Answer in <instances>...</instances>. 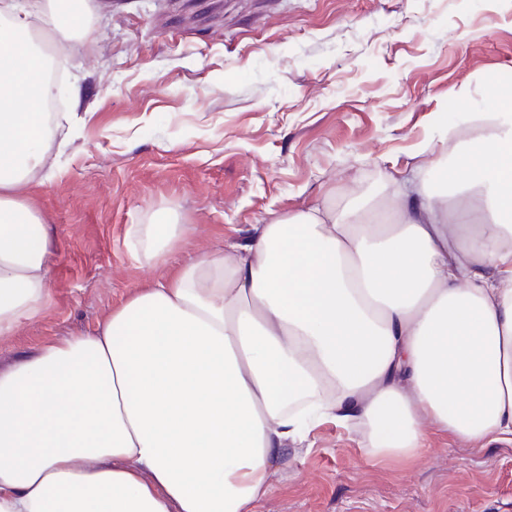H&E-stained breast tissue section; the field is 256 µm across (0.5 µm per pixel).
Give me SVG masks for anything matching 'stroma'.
<instances>
[{
  "label": "stroma",
  "instance_id": "obj_1",
  "mask_svg": "<svg viewBox=\"0 0 512 512\" xmlns=\"http://www.w3.org/2000/svg\"><path fill=\"white\" fill-rule=\"evenodd\" d=\"M54 37L81 122L27 188L54 232L51 300L0 338V365L92 330L163 268L126 245L174 213L182 264L324 195L380 196L395 170L460 161L512 80V0H89ZM467 96H458L459 87ZM258 512H512V442L434 441L409 463L319 427Z\"/></svg>",
  "mask_w": 512,
  "mask_h": 512
}]
</instances>
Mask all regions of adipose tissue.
Wrapping results in <instances>:
<instances>
[{"instance_id": "ef3b65f1", "label": "adipose tissue", "mask_w": 512, "mask_h": 512, "mask_svg": "<svg viewBox=\"0 0 512 512\" xmlns=\"http://www.w3.org/2000/svg\"><path fill=\"white\" fill-rule=\"evenodd\" d=\"M83 17L0 0V337L50 300L52 227L21 191L61 124L32 31ZM461 148L439 189L403 173L256 225L0 369V512H255L329 422L391 461L434 432L512 440L511 91ZM185 236L157 213L128 245L164 267Z\"/></svg>"}]
</instances>
